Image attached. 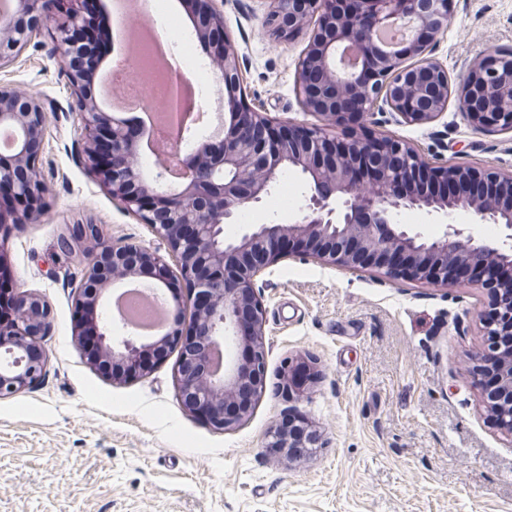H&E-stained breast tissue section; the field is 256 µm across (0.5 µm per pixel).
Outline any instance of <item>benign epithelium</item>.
<instances>
[{"instance_id":"benign-epithelium-1","label":"benign epithelium","mask_w":512,"mask_h":512,"mask_svg":"<svg viewBox=\"0 0 512 512\" xmlns=\"http://www.w3.org/2000/svg\"><path fill=\"white\" fill-rule=\"evenodd\" d=\"M91 0H15L0 14V66L15 59L39 28L54 23L61 62L80 136L79 159L124 210L167 244L164 257L145 246L114 241L96 224H77L60 239L73 249L80 239L96 242L75 307L102 308L108 288L139 274L154 283L187 290L189 319L153 339L119 331L97 314L81 323L75 343L86 361L121 380L148 373L153 352L179 349L175 378L184 406L224 431L245 422L266 373L268 347L255 280L271 264L300 253L345 269L370 268L390 279L403 277L448 285L460 271L487 263L498 272L504 317L483 320L487 352H499L496 385L482 388L488 412L512 434V174L469 165L434 166L407 141L368 130L336 135L344 114L364 117L385 109L405 122L425 125L455 99L474 131L512 130V50L489 56L491 67L471 64L457 84L432 57L448 29V0H266L273 32L290 39L308 31L296 71L305 111L321 124L281 120L248 101L244 58L224 24V0H185L196 37L224 64V137L197 144L186 161L157 156L156 175L143 179L137 165L141 138L132 127L102 111L89 75L78 62L73 34L86 22ZM403 22L411 39L398 50L381 48L377 36ZM47 112L44 102L10 84H0V129L12 134L0 152V224H27L42 212L49 188L40 161ZM373 161L375 174L359 170ZM305 179L307 204L286 224H259L233 239L224 225L263 203L285 174ZM425 213L443 226L426 238L402 224L406 211ZM467 212L501 228L496 245L477 242L456 224ZM52 323V308L35 290L19 293L13 320L0 324V397L22 393L42 378L47 363L40 338ZM271 445L288 455L307 447L272 434Z\"/></svg>"}]
</instances>
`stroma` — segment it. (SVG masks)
<instances>
[{"mask_svg": "<svg viewBox=\"0 0 512 512\" xmlns=\"http://www.w3.org/2000/svg\"><path fill=\"white\" fill-rule=\"evenodd\" d=\"M433 56L459 80L466 63L512 47V0H451ZM265 0H224V22L244 56L249 101L308 125L295 88L306 33L275 38ZM43 26L0 82L37 94L48 112L42 174L47 214L10 227L11 281L44 294L52 326L42 382L0 398V512H512V436L483 407L472 367L485 347L488 296L475 282L444 287L389 280L373 270L294 256L255 282L269 347L265 387L249 419L213 429L182 404L170 352L152 372L116 383L74 344L82 269L95 244L69 252L73 225L166 253L77 161L75 115ZM367 126L409 140L432 162L512 173V131H473L455 110L427 125L392 112ZM315 377L294 395L290 367ZM294 415L321 445L288 458L270 432Z\"/></svg>", "mask_w": 512, "mask_h": 512, "instance_id": "obj_1", "label": "stroma"}]
</instances>
